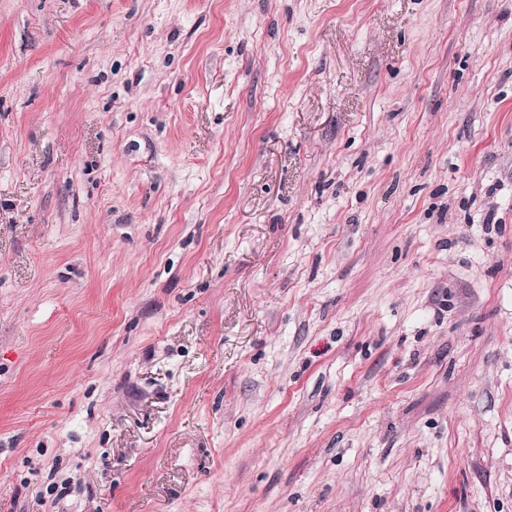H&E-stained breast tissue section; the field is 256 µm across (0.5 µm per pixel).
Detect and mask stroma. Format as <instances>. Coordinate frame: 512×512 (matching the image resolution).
Listing matches in <instances>:
<instances>
[{
	"label": "stroma",
	"mask_w": 512,
	"mask_h": 512,
	"mask_svg": "<svg viewBox=\"0 0 512 512\" xmlns=\"http://www.w3.org/2000/svg\"><path fill=\"white\" fill-rule=\"evenodd\" d=\"M0 512H512V0H0Z\"/></svg>",
	"instance_id": "1"
}]
</instances>
